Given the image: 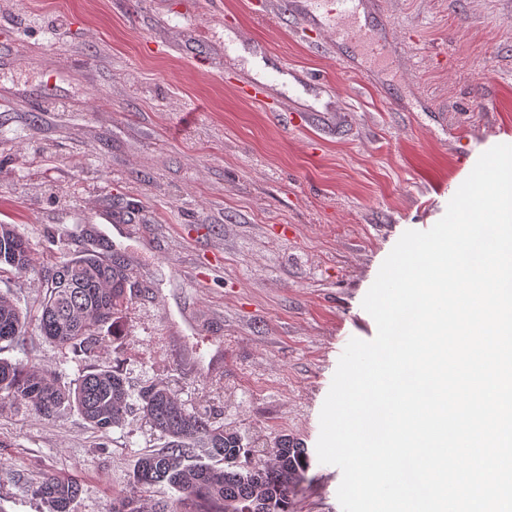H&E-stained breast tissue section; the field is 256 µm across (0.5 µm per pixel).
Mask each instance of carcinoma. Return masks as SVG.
<instances>
[{
    "instance_id": "1",
    "label": "carcinoma",
    "mask_w": 512,
    "mask_h": 512,
    "mask_svg": "<svg viewBox=\"0 0 512 512\" xmlns=\"http://www.w3.org/2000/svg\"><path fill=\"white\" fill-rule=\"evenodd\" d=\"M32 248L11 224H0V275L32 270ZM45 289L34 327L61 350L93 360L74 386H65L56 372L33 364L0 359V403L25 405L44 420L55 418L64 405L78 409L96 430L106 432L126 419L132 402L166 442L161 449L138 458L132 486L146 489L159 483L174 487L180 496L158 512H183L191 499L205 512H288L289 496L309 467L307 449L287 438L259 464L241 463L252 450L241 435L215 425L209 415L190 412L166 387L151 384L133 392L119 369L97 361L100 347L121 335L128 304L125 266L84 251L62 263H48L39 271ZM29 321L16 304L0 293V343L27 335ZM72 478L45 472L33 485L49 512H71L79 494ZM109 512H144L131 493L112 496Z\"/></svg>"
}]
</instances>
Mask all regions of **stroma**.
<instances>
[{"instance_id": "obj_1", "label": "stroma", "mask_w": 512, "mask_h": 512, "mask_svg": "<svg viewBox=\"0 0 512 512\" xmlns=\"http://www.w3.org/2000/svg\"><path fill=\"white\" fill-rule=\"evenodd\" d=\"M405 59L370 84L330 33L300 38L283 0H0V224L33 270L0 276L27 314L37 269L120 257L130 302L100 356L131 389L159 383L266 460L311 452L289 512H342L315 458L320 411L362 300L403 232L430 229L479 156L512 144V0H387ZM282 63L317 77L257 103L238 89ZM311 104L299 126L276 113ZM0 357L78 379L84 357L37 331ZM139 413L102 433L77 410L0 405V512H47L41 473L75 476L73 512H106L163 446Z\"/></svg>"}]
</instances>
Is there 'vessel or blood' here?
<instances>
[{"mask_svg":"<svg viewBox=\"0 0 512 512\" xmlns=\"http://www.w3.org/2000/svg\"><path fill=\"white\" fill-rule=\"evenodd\" d=\"M385 14L384 0H339V7L326 15H302V29L331 31L337 43L360 47L366 55L398 63L389 29L378 26Z\"/></svg>","mask_w":512,"mask_h":512,"instance_id":"obj_1","label":"vessel or blood"}]
</instances>
